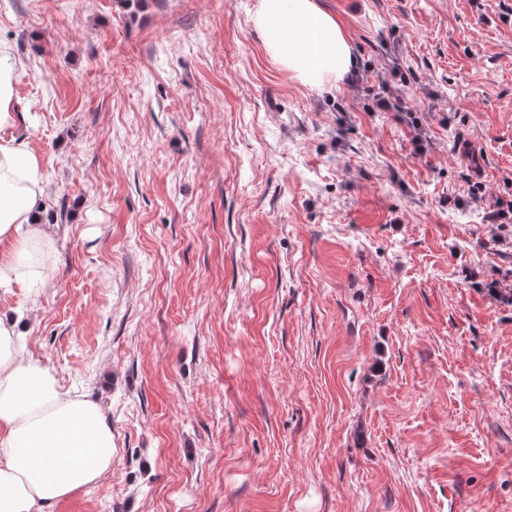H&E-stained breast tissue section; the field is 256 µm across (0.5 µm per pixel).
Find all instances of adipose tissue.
Instances as JSON below:
<instances>
[{
	"mask_svg": "<svg viewBox=\"0 0 512 512\" xmlns=\"http://www.w3.org/2000/svg\"><path fill=\"white\" fill-rule=\"evenodd\" d=\"M255 24L267 52L304 85L343 81L357 63L336 18L316 0H258ZM23 64L0 48V128L16 119ZM36 154L0 143V288L45 284L51 265L35 252L50 240L41 221ZM26 325L0 311V512H49L112 469V428L96 400L64 387L25 352Z\"/></svg>",
	"mask_w": 512,
	"mask_h": 512,
	"instance_id": "1",
	"label": "adipose tissue"
}]
</instances>
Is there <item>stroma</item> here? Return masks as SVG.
I'll use <instances>...</instances> for the list:
<instances>
[{
	"mask_svg": "<svg viewBox=\"0 0 512 512\" xmlns=\"http://www.w3.org/2000/svg\"><path fill=\"white\" fill-rule=\"evenodd\" d=\"M317 3L325 91L257 0H0L54 269L0 306L114 445L51 512H512V0ZM255 24L272 58L310 88L336 85L356 67L343 28L316 0H258Z\"/></svg>",
	"mask_w": 512,
	"mask_h": 512,
	"instance_id": "35a3bbf8",
	"label": "stroma"
}]
</instances>
